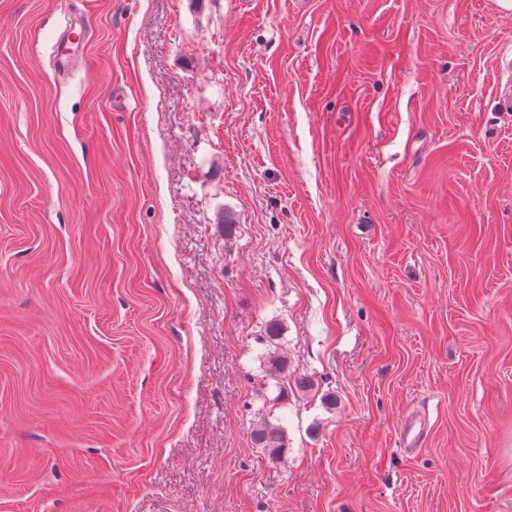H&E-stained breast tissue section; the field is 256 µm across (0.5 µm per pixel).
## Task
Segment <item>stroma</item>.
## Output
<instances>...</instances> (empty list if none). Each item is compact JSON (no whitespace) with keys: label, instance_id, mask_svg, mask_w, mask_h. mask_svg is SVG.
<instances>
[{"label":"stroma","instance_id":"stroma-1","mask_svg":"<svg viewBox=\"0 0 512 512\" xmlns=\"http://www.w3.org/2000/svg\"><path fill=\"white\" fill-rule=\"evenodd\" d=\"M293 2L0 0V512H512V12ZM74 37L86 39L87 42L90 39L85 28L77 31L76 24L72 22L68 23L57 35L54 50V66L55 70L60 74L69 73L80 65V59H78L79 57L76 54L65 51L68 45L73 43ZM253 437L261 448H268L272 454L277 456L283 454L287 448L286 436L281 428L265 420L255 426Z\"/></svg>","mask_w":512,"mask_h":512}]
</instances>
